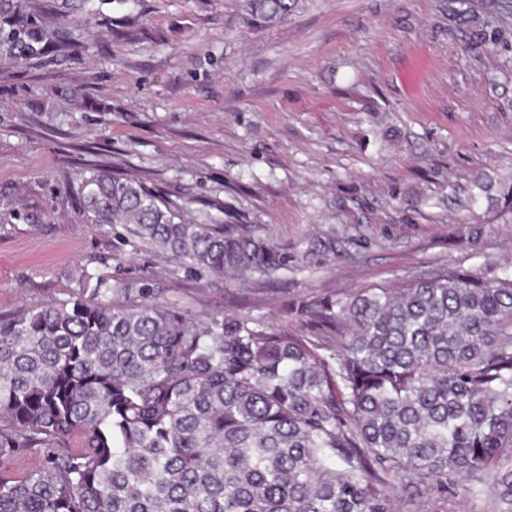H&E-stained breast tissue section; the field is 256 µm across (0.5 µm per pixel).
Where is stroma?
I'll list each match as a JSON object with an SVG mask.
<instances>
[{"instance_id":"35a3bbf8","label":"stroma","mask_w":512,"mask_h":512,"mask_svg":"<svg viewBox=\"0 0 512 512\" xmlns=\"http://www.w3.org/2000/svg\"><path fill=\"white\" fill-rule=\"evenodd\" d=\"M59 4L30 10L63 50L0 61V319L99 277L312 336L289 298L512 266V224L471 202L512 178V0H305L272 24L245 0H97L89 27ZM99 172L287 268L192 275L122 242L83 209Z\"/></svg>"}]
</instances>
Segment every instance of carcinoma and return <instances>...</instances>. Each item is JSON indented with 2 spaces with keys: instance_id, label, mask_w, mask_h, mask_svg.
Wrapping results in <instances>:
<instances>
[{
  "instance_id": "carcinoma-1",
  "label": "carcinoma",
  "mask_w": 512,
  "mask_h": 512,
  "mask_svg": "<svg viewBox=\"0 0 512 512\" xmlns=\"http://www.w3.org/2000/svg\"><path fill=\"white\" fill-rule=\"evenodd\" d=\"M254 22L300 0H246ZM22 0H0V56L51 52ZM84 209L187 268L273 274L259 236L187 221L116 175ZM512 223V181L479 183ZM333 339L251 318L194 319L154 288L109 286L0 319V512H398L463 491L512 512V271L450 264L397 288L288 300Z\"/></svg>"
}]
</instances>
